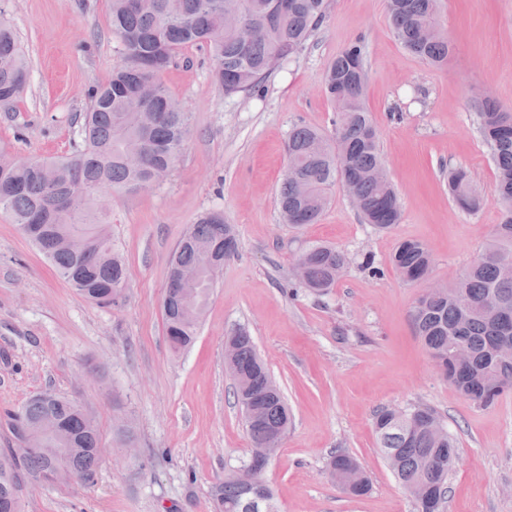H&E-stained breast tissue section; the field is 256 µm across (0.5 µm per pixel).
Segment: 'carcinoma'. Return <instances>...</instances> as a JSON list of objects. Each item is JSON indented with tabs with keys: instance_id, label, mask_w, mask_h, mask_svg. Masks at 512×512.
Wrapping results in <instances>:
<instances>
[{
	"instance_id": "carcinoma-1",
	"label": "carcinoma",
	"mask_w": 512,
	"mask_h": 512,
	"mask_svg": "<svg viewBox=\"0 0 512 512\" xmlns=\"http://www.w3.org/2000/svg\"><path fill=\"white\" fill-rule=\"evenodd\" d=\"M392 33L400 45L423 62L448 63L451 43L440 30V0H386ZM326 0H112V31L124 63L88 93L89 107L78 129L74 150L59 159L30 157L19 161L0 151V210L19 229L37 225L25 237L81 295L103 306L123 296L125 266L117 251L107 207L98 188L134 192L150 182L156 166H174L191 133L189 113L167 92L161 74L190 47L206 51L212 74L227 95L250 92L270 74L272 56H299L325 18ZM30 79L23 50L11 24L0 20V102L10 103ZM153 82L151 101L134 105L140 88ZM367 84L364 43L357 39L330 63L325 92L335 114L334 132L299 125L288 133V167L278 194L284 223L293 228L316 224L339 184L354 196L367 224L387 231L400 223L398 194L388 178L377 132L364 107ZM483 141L496 167V203L502 220L494 225L481 256L450 288L420 296L412 318L430 356L452 365L453 385L483 406L512 390V354L497 352L512 337V109L489 97L476 112ZM448 194L466 213L486 203L479 185L463 167L448 169ZM237 253L233 226L223 214L209 212L180 240L170 263L169 279L190 289L164 303L171 347L186 349L196 336L209 303L214 276ZM393 268L411 282L425 280L432 268L427 245L398 242ZM349 264L336 247L313 243L295 259L303 267L298 284L316 294L334 287ZM237 352L225 362L235 381V400L244 416L251 448H267L284 439L288 406L258 356L252 336L243 329L230 334ZM50 419L54 432L43 447L24 456L0 460V512H21L19 472L42 481L65 467L84 485L95 482L100 438L93 417L78 402L44 391L10 414L16 441L35 433ZM379 448L400 484L427 498L415 501L417 512H439L448 492V451L456 448L440 417L428 407L401 415L390 409L374 418ZM213 497L220 512H248L246 493L231 475L220 480Z\"/></svg>"
}]
</instances>
